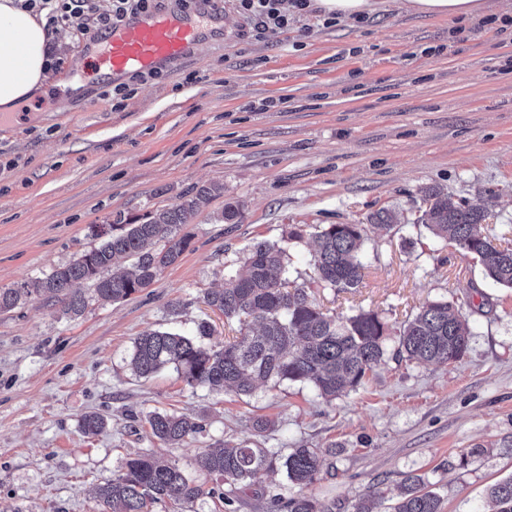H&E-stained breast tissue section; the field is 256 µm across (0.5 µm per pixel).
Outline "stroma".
Listing matches in <instances>:
<instances>
[{"label":"stroma","mask_w":512,"mask_h":512,"mask_svg":"<svg viewBox=\"0 0 512 512\" xmlns=\"http://www.w3.org/2000/svg\"><path fill=\"white\" fill-rule=\"evenodd\" d=\"M505 2L454 20L392 2L331 26L316 11L257 39L226 0L223 38L119 106L78 80L86 42L76 23L61 29L40 91L0 112V288L90 249L89 225L141 218L211 182L224 194L189 224L190 248L131 299L90 301L75 320L42 298L0 313V512H95L97 485L136 453L196 477L203 448L255 438L282 455L322 449L325 464L302 490L283 471L260 474L236 512H278L275 495L300 490L324 512L380 491L390 512L410 473L434 483L443 512H489L488 488L512 476V289L415 217L436 188L486 210L487 232L512 246V29L488 23ZM264 100L272 108L256 111ZM229 203L238 218L222 219ZM383 207L398 223L365 240L360 287L313 297L339 319L376 312L392 348L423 304L448 300L471 330L462 359L390 356L330 402L302 383L245 396L191 388L170 368L132 373L144 331L190 334L205 320L210 343L238 335L203 295L253 241L294 224H363ZM155 411L198 417L203 430L165 445L145 421ZM90 412L108 419L95 436L81 426ZM261 418L273 426L259 434ZM477 446L484 455L459 467Z\"/></svg>","instance_id":"1"}]
</instances>
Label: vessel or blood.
<instances>
[{"instance_id":"vessel-or-blood-1","label":"vessel or blood","mask_w":512,"mask_h":512,"mask_svg":"<svg viewBox=\"0 0 512 512\" xmlns=\"http://www.w3.org/2000/svg\"><path fill=\"white\" fill-rule=\"evenodd\" d=\"M223 25L220 16L177 9L140 13L91 40L81 74L91 79L107 74L118 80L133 68L149 71L182 60L205 30Z\"/></svg>"}]
</instances>
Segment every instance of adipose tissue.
<instances>
[{
  "mask_svg": "<svg viewBox=\"0 0 512 512\" xmlns=\"http://www.w3.org/2000/svg\"><path fill=\"white\" fill-rule=\"evenodd\" d=\"M408 13L473 17L484 0H401ZM55 34L23 0H0V107L9 109L33 96L46 80Z\"/></svg>",
  "mask_w": 512,
  "mask_h": 512,
  "instance_id": "ef3b65f1",
  "label": "adipose tissue"
}]
</instances>
